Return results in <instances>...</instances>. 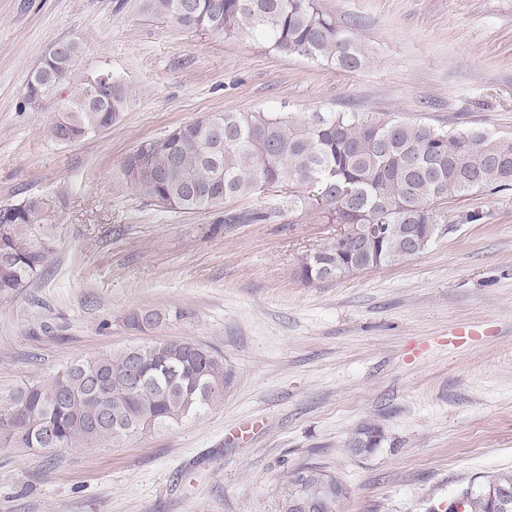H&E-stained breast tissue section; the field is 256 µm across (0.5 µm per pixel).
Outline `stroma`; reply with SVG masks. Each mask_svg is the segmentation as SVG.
Here are the masks:
<instances>
[{
	"instance_id": "obj_1",
	"label": "stroma",
	"mask_w": 512,
	"mask_h": 512,
	"mask_svg": "<svg viewBox=\"0 0 512 512\" xmlns=\"http://www.w3.org/2000/svg\"><path fill=\"white\" fill-rule=\"evenodd\" d=\"M373 62L349 73L250 38L187 30L141 0H0V204L38 199L53 251L0 293V399L74 362L159 337L212 347L232 377L204 412L62 451L0 439V512H278L310 462L348 493L337 512H441L512 473V190L449 198L448 228L404 263L306 282L336 233L273 188L229 205L273 221L158 207L122 174L141 143L216 112H367L512 135V0H321ZM78 40L77 76L131 89L112 127L60 144L54 104L23 103L49 49ZM479 212V223L465 216ZM165 314L155 330L125 323ZM262 426L242 440L243 423ZM370 421L371 452L347 446ZM165 314L162 315L156 310H136L131 312L125 318V323L128 327L155 329L165 321Z\"/></svg>"
}]
</instances>
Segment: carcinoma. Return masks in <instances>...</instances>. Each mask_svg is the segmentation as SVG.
<instances>
[{
  "mask_svg": "<svg viewBox=\"0 0 512 512\" xmlns=\"http://www.w3.org/2000/svg\"><path fill=\"white\" fill-rule=\"evenodd\" d=\"M143 10L188 30L265 41L271 50L307 57L345 72L368 66L366 45L319 0H143ZM77 41L56 45L33 72L24 101L57 100L74 77ZM88 77L59 102L51 137L71 144L112 126L130 102L123 80L96 105ZM172 128L136 148L144 166L123 162L134 188L154 204L202 213L270 187L288 188V206L304 191L340 225L336 237L304 255L296 273L305 281L337 279L400 264L423 252L448 223L442 204L479 190L512 189V136L450 131L425 122L382 119L363 112H219ZM280 208L227 215L226 224H261ZM49 219L27 199L0 205V292L24 287L52 251ZM372 224L387 234L369 235ZM156 310H136L129 327L155 329ZM231 371L219 352L183 339H157L77 361L50 381L21 388L0 406V435L24 448H71L168 426L196 415L224 394ZM381 428L359 425L348 446L361 454L379 446ZM468 512H512V474L469 486ZM346 487L323 467L288 471L279 512H336Z\"/></svg>",
  "mask_w": 512,
  "mask_h": 512,
  "instance_id": "carcinoma-1",
  "label": "carcinoma"
}]
</instances>
